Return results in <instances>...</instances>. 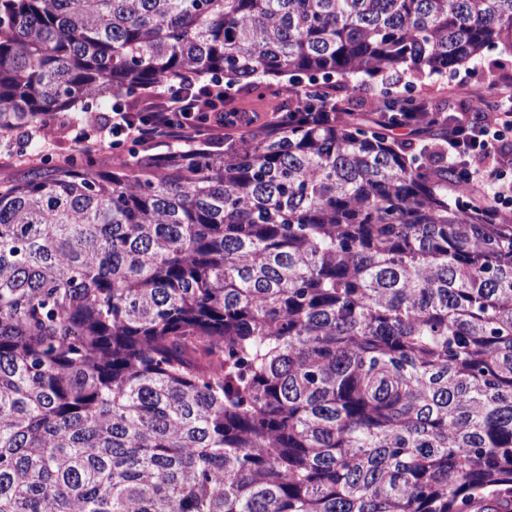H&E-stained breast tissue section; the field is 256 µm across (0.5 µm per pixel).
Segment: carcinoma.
<instances>
[{
  "label": "carcinoma",
  "instance_id": "1",
  "mask_svg": "<svg viewBox=\"0 0 512 512\" xmlns=\"http://www.w3.org/2000/svg\"><path fill=\"white\" fill-rule=\"evenodd\" d=\"M512 0H0V512H512V213L379 122L38 144L185 77L450 73ZM457 202L448 200V188Z\"/></svg>",
  "mask_w": 512,
  "mask_h": 512
}]
</instances>
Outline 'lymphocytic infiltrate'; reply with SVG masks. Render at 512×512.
Segmentation results:
<instances>
[{
	"label": "lymphocytic infiltrate",
	"mask_w": 512,
	"mask_h": 512,
	"mask_svg": "<svg viewBox=\"0 0 512 512\" xmlns=\"http://www.w3.org/2000/svg\"><path fill=\"white\" fill-rule=\"evenodd\" d=\"M487 88L496 99L490 119L480 121L467 112L399 113L393 127L412 139H420L422 130L435 120L446 121L450 134L445 148L449 167L455 168L472 188L490 192L497 211H512V81L491 80ZM221 92L219 83L186 92L168 86L160 93L161 103L150 111L135 114L121 104H113L101 121H70L65 133L73 148L121 149L126 143L171 147L195 140L213 143L224 133V112H207L205 100ZM289 121L326 125L335 121L339 103L335 95L316 99L310 84H296L290 92Z\"/></svg>",
	"instance_id": "1"
}]
</instances>
